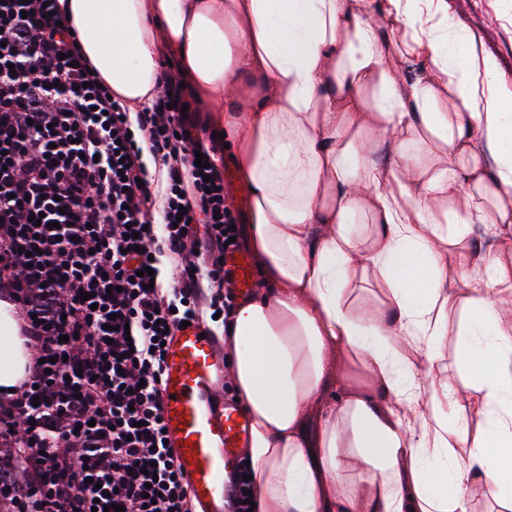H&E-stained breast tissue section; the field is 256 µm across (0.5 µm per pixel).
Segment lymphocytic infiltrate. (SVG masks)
I'll use <instances>...</instances> for the list:
<instances>
[{"mask_svg":"<svg viewBox=\"0 0 512 512\" xmlns=\"http://www.w3.org/2000/svg\"><path fill=\"white\" fill-rule=\"evenodd\" d=\"M61 18L56 0H0V299L30 349L0 396V460L16 475L0 502L192 512L164 443L161 377L167 330L235 302L223 258L241 231L219 145L175 63L130 111ZM163 264L170 280L145 288L140 270Z\"/></svg>","mask_w":512,"mask_h":512,"instance_id":"lymphocytic-infiltrate-1","label":"lymphocytic infiltrate"}]
</instances>
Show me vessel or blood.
<instances>
[{
	"label": "vessel or blood",
	"mask_w": 512,
	"mask_h": 512,
	"mask_svg": "<svg viewBox=\"0 0 512 512\" xmlns=\"http://www.w3.org/2000/svg\"><path fill=\"white\" fill-rule=\"evenodd\" d=\"M238 294L255 277L245 257L227 256ZM164 419L196 512H224L227 476L249 438L244 411L224 397V353L217 336L192 324L168 342L163 376Z\"/></svg>",
	"instance_id": "vessel-or-blood-1"
}]
</instances>
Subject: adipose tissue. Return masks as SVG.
I'll return each mask as SVG.
<instances>
[{
  "mask_svg": "<svg viewBox=\"0 0 512 512\" xmlns=\"http://www.w3.org/2000/svg\"><path fill=\"white\" fill-rule=\"evenodd\" d=\"M58 3L131 109L177 61L247 194L262 286L224 346L253 512H475V486L512 512V108L496 61L476 83L429 23L448 0ZM408 58L423 69L403 83ZM27 363L0 302V389Z\"/></svg>",
  "mask_w": 512,
  "mask_h": 512,
  "instance_id": "obj_1",
  "label": "adipose tissue"
}]
</instances>
